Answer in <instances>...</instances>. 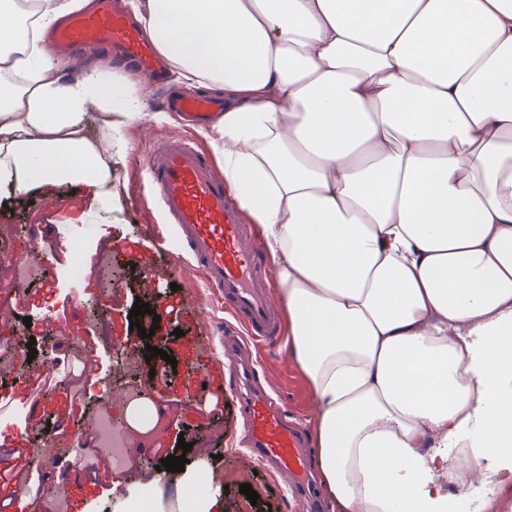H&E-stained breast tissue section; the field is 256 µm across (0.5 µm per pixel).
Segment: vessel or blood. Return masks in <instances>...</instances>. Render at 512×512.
<instances>
[{
    "mask_svg": "<svg viewBox=\"0 0 512 512\" xmlns=\"http://www.w3.org/2000/svg\"><path fill=\"white\" fill-rule=\"evenodd\" d=\"M52 40L69 49L119 47L138 77H154L161 65L149 34L113 9L110 0L71 17L53 32ZM171 106L191 125L207 122L224 109L220 100L191 94L172 100ZM146 169L153 200L173 226L188 261L201 268L207 287L244 321L252 339L278 335L281 319L269 293L268 261L251 244L240 207L213 164L190 139L180 138L151 148ZM245 417L248 445L258 458L293 480L307 472L303 432L270 398L250 392Z\"/></svg>",
    "mask_w": 512,
    "mask_h": 512,
    "instance_id": "b4317fda",
    "label": "vessel or blood"
}]
</instances>
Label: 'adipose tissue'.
<instances>
[{"label": "adipose tissue", "mask_w": 512, "mask_h": 512, "mask_svg": "<svg viewBox=\"0 0 512 512\" xmlns=\"http://www.w3.org/2000/svg\"><path fill=\"white\" fill-rule=\"evenodd\" d=\"M0 0V184H81L112 204L134 83L62 81ZM189 84L224 90V180L260 227L288 354L317 402V467L342 512H456L458 469L512 482V0H135ZM101 103L103 136L86 130ZM204 461L112 512H215Z\"/></svg>", "instance_id": "obj_1"}]
</instances>
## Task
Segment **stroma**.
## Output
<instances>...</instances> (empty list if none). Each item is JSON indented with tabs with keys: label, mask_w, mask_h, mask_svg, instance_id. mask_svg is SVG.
Masks as SVG:
<instances>
[{
	"label": "stroma",
	"mask_w": 512,
	"mask_h": 512,
	"mask_svg": "<svg viewBox=\"0 0 512 512\" xmlns=\"http://www.w3.org/2000/svg\"><path fill=\"white\" fill-rule=\"evenodd\" d=\"M139 104L148 117L126 133L125 157L112 175L115 203L104 210L90 204L83 190L48 185L32 193L0 191V226L9 225L10 254L39 255L52 276L50 285L31 284L21 299H13L10 312L0 318V338L10 341L11 373H0V411L14 418L0 433V444L34 448L47 436L69 438L92 416L97 400L78 398L63 385L76 373L78 351L113 353L144 349L139 330H132L128 315L139 295L142 276L153 277V314L141 317V328H153L165 357H152L150 370L139 373L135 384L147 389L162 409L155 447L141 451L140 464L131 467L128 482L150 483L157 464L171 455L188 460L210 453L209 466L222 484L218 492L221 512H304L285 479L267 468L246 448L242 434L240 389L228 358L245 343L237 324L201 280L179 260L181 247L168 237L157 250L154 230L164 218L159 205L147 195L145 156L154 142L181 135L174 113L161 106V94L149 82L137 83ZM84 244L83 273L68 277L73 231ZM112 250V265L124 269L118 287H102L97 265L99 252ZM95 303L105 314L96 325L87 310ZM182 336H175V329ZM252 359L255 389L267 392L299 418L307 435L316 428V398L299 367L290 359L283 339L256 344ZM49 364L54 381L35 385L33 364ZM207 379L203 393L191 388L194 375ZM192 449L180 452L179 440ZM35 493L49 486L71 490L75 512H112L110 486L98 481L70 485L80 465L73 448H63L47 465L29 461ZM249 483L258 493L250 502L239 491Z\"/></svg>",
	"instance_id": "35a3bbf8"
}]
</instances>
